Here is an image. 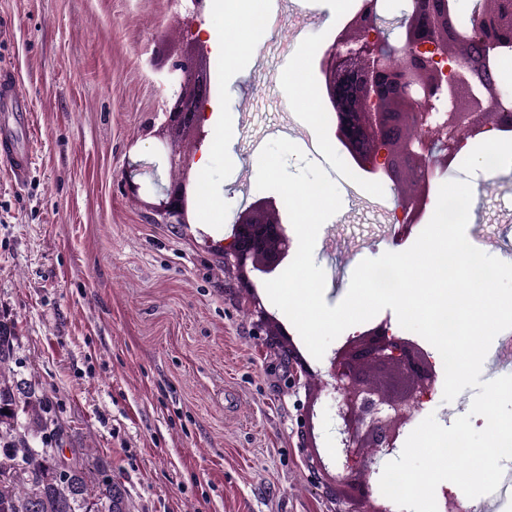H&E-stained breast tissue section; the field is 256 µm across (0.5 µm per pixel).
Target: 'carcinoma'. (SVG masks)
<instances>
[{"label":"carcinoma","instance_id":"obj_1","mask_svg":"<svg viewBox=\"0 0 512 512\" xmlns=\"http://www.w3.org/2000/svg\"><path fill=\"white\" fill-rule=\"evenodd\" d=\"M15 342L0 319V512H130L108 467L83 449H72L67 472L56 469L49 400L15 378Z\"/></svg>","mask_w":512,"mask_h":512}]
</instances>
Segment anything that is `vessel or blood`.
Here are the masks:
<instances>
[{
    "label": "vessel or blood",
    "instance_id": "b4317fda",
    "mask_svg": "<svg viewBox=\"0 0 512 512\" xmlns=\"http://www.w3.org/2000/svg\"><path fill=\"white\" fill-rule=\"evenodd\" d=\"M31 133L28 101L14 72L0 68V155L9 160L16 183L27 182L34 162L26 145Z\"/></svg>",
    "mask_w": 512,
    "mask_h": 512
}]
</instances>
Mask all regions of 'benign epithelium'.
Wrapping results in <instances>:
<instances>
[{
	"instance_id": "7a95c632",
	"label": "benign epithelium",
	"mask_w": 512,
	"mask_h": 512,
	"mask_svg": "<svg viewBox=\"0 0 512 512\" xmlns=\"http://www.w3.org/2000/svg\"><path fill=\"white\" fill-rule=\"evenodd\" d=\"M381 0H360L320 59L326 98L336 114L335 135L357 165L388 177L397 193L393 238L412 233L428 204L436 170L454 167L468 141L489 129L512 131V102L500 88L494 58L512 49V0H401L400 15L388 17ZM166 124L201 130L210 86L198 65L176 60ZM168 164L178 177L162 187L153 206L162 224L190 223L191 156L177 149ZM224 254L266 335L288 348L291 382L319 380L335 401L336 457L317 472L348 505L344 512H395L374 497L378 460L391 455L403 427L435 388L429 354L382 320L349 337L336 350L325 375L316 374L290 333L261 305L257 288L287 262L291 238L273 200L255 201L237 213L227 238L206 236ZM302 437L315 447L314 413L299 414ZM366 502L362 511L358 504Z\"/></svg>"
}]
</instances>
